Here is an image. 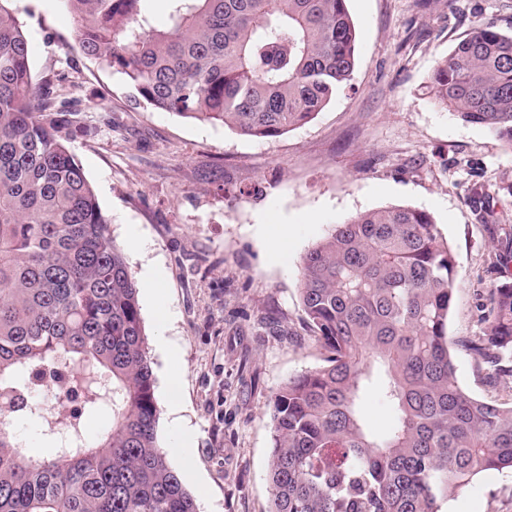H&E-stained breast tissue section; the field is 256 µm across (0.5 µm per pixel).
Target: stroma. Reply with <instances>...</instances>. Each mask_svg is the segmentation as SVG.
I'll return each mask as SVG.
<instances>
[{
	"label": "stroma",
	"instance_id": "obj_1",
	"mask_svg": "<svg viewBox=\"0 0 512 512\" xmlns=\"http://www.w3.org/2000/svg\"><path fill=\"white\" fill-rule=\"evenodd\" d=\"M35 76L73 113L69 147L139 291L162 447L200 512H270V399L327 356L302 308L303 256L368 210L427 211L455 257L448 320L457 381L512 403V376L487 378L458 347L484 327L498 254L512 248V149L439 104L438 61L478 23L512 33V0H347L357 33L350 80L309 123L255 140L150 109L122 75L86 58L62 0H14ZM482 186L487 220L471 203ZM139 247H131V238ZM180 358L165 390V344ZM445 512H512V474L486 471Z\"/></svg>",
	"mask_w": 512,
	"mask_h": 512
}]
</instances>
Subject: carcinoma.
<instances>
[{"label": "carcinoma", "instance_id": "1", "mask_svg": "<svg viewBox=\"0 0 512 512\" xmlns=\"http://www.w3.org/2000/svg\"><path fill=\"white\" fill-rule=\"evenodd\" d=\"M12 0H0V512H199L158 440L138 288L67 145L70 112L36 80ZM83 54L150 108L276 137L321 112L350 78L346 0H62ZM440 103L512 149V35L475 26L431 77ZM455 259L432 216L368 210L303 257L300 300L328 352L271 400V512H443L485 471L512 472V404L466 393L448 317ZM460 340L490 378L512 375V282ZM378 388L383 432L363 405ZM53 390L57 406L34 395ZM112 416L93 445L84 417ZM53 447L26 454L13 420Z\"/></svg>", "mask_w": 512, "mask_h": 512}]
</instances>
